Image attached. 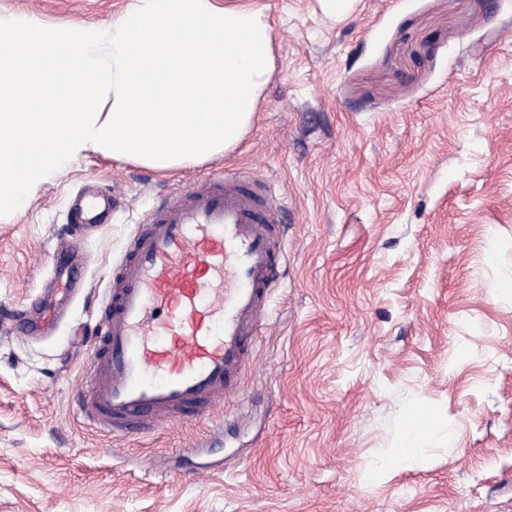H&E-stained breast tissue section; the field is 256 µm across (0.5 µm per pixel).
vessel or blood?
I'll use <instances>...</instances> for the list:
<instances>
[{"label":"vessel or blood","mask_w":512,"mask_h":512,"mask_svg":"<svg viewBox=\"0 0 512 512\" xmlns=\"http://www.w3.org/2000/svg\"><path fill=\"white\" fill-rule=\"evenodd\" d=\"M278 222L264 187L240 175L197 181L146 215L96 323L86 421L144 433L242 399Z\"/></svg>","instance_id":"1"}]
</instances>
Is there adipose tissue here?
<instances>
[{
    "instance_id": "ef3b65f1",
    "label": "adipose tissue",
    "mask_w": 512,
    "mask_h": 512,
    "mask_svg": "<svg viewBox=\"0 0 512 512\" xmlns=\"http://www.w3.org/2000/svg\"><path fill=\"white\" fill-rule=\"evenodd\" d=\"M273 42L250 0H126L108 26L0 14V214L90 152L158 171L225 156Z\"/></svg>"
}]
</instances>
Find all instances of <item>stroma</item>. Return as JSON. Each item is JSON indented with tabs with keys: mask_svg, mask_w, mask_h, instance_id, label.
<instances>
[{
	"mask_svg": "<svg viewBox=\"0 0 512 512\" xmlns=\"http://www.w3.org/2000/svg\"><path fill=\"white\" fill-rule=\"evenodd\" d=\"M274 72L238 147L164 172L88 153L0 218V315L34 307L77 190L89 297L0 323V512H512V0H256ZM125 0H0L50 24ZM244 171L288 206L246 396L114 436L79 394L110 274L164 195ZM419 451L395 461L405 431ZM209 439L211 450L192 453Z\"/></svg>",
	"mask_w": 512,
	"mask_h": 512,
	"instance_id": "1",
	"label": "stroma"
}]
</instances>
